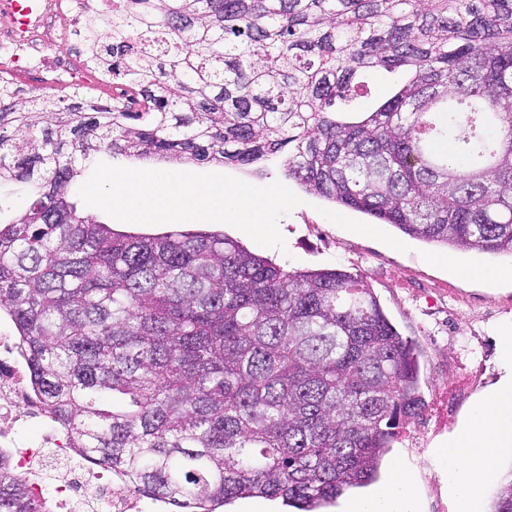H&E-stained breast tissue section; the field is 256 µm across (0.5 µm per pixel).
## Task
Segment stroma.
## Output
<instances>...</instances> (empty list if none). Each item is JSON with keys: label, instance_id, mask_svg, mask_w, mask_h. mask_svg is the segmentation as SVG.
I'll return each mask as SVG.
<instances>
[{"label": "stroma", "instance_id": "obj_1", "mask_svg": "<svg viewBox=\"0 0 512 512\" xmlns=\"http://www.w3.org/2000/svg\"><path fill=\"white\" fill-rule=\"evenodd\" d=\"M57 68L83 76V97L109 100L118 94L88 63L83 43L74 35L48 49L45 68L27 72L21 97L33 91L60 94L64 83L51 75ZM297 195L300 205L279 222L284 249L261 246L225 223L210 221L206 227L224 232L288 271L341 268L363 276L387 318L416 349L423 401L420 419L430 425L427 440L418 448L412 443L416 423L400 426L381 462L377 481L346 491L324 512H345L349 499L375 493L387 483L394 462L411 476L418 512H453L441 454L466 423L471 407L466 404L449 414L448 398L465 384L462 364L485 362V379L474 390L478 396L504 374L502 344L512 336V257L451 252L445 246L413 239L392 225L373 223L360 212L305 190H298ZM447 253L457 264L477 258L484 265L506 270L507 276L495 283L456 276L437 261Z\"/></svg>", "mask_w": 512, "mask_h": 512}]
</instances>
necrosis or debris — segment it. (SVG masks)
I'll list each match as a JSON object with an SVG mask.
<instances>
[{
  "label": "necrosis or debris",
  "instance_id": "necrosis-or-debris-1",
  "mask_svg": "<svg viewBox=\"0 0 512 512\" xmlns=\"http://www.w3.org/2000/svg\"><path fill=\"white\" fill-rule=\"evenodd\" d=\"M79 11V0H41L22 18L13 0H0V76L30 65L35 44L62 35ZM23 363L19 338L1 329L0 453L24 478L29 497L43 504V512H143L140 494L124 476L106 478L77 462L70 436L39 407ZM28 428L36 436H25ZM49 465L61 471L51 487L44 473Z\"/></svg>",
  "mask_w": 512,
  "mask_h": 512
}]
</instances>
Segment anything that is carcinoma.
<instances>
[{
    "mask_svg": "<svg viewBox=\"0 0 512 512\" xmlns=\"http://www.w3.org/2000/svg\"><path fill=\"white\" fill-rule=\"evenodd\" d=\"M87 52L110 103L0 82L8 311L81 459L182 512H318L374 482L422 409L363 277L287 271L217 232L113 231L69 200L97 157L253 167L427 242L512 255V0H112ZM405 81L366 112L356 78ZM0 453V512H40ZM492 512H512V480ZM224 512H293L295 508L282 505L281 500L270 501L264 498L250 497L234 500L224 506Z\"/></svg>",
    "mask_w": 512,
    "mask_h": 512,
    "instance_id": "1",
    "label": "carcinoma"
}]
</instances>
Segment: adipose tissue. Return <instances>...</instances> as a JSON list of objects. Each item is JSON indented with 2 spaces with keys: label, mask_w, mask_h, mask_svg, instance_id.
<instances>
[{
  "label": "adipose tissue",
  "mask_w": 512,
  "mask_h": 512,
  "mask_svg": "<svg viewBox=\"0 0 512 512\" xmlns=\"http://www.w3.org/2000/svg\"><path fill=\"white\" fill-rule=\"evenodd\" d=\"M506 375L475 403L467 425L449 443L448 489L456 512H473L476 498L495 472L498 451L512 444V336L502 347ZM350 512H417L409 478L394 468L388 485L376 496L353 500Z\"/></svg>",
  "instance_id": "1"
}]
</instances>
